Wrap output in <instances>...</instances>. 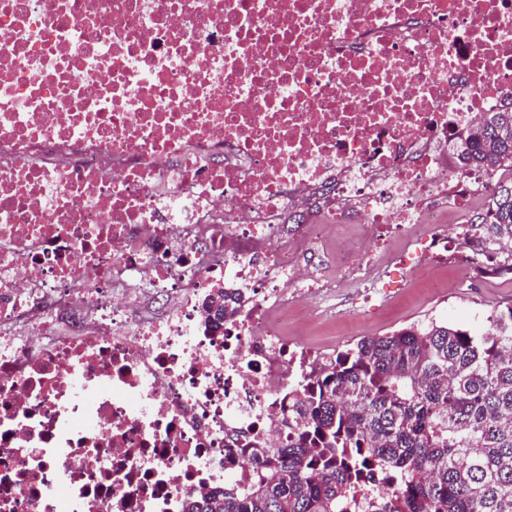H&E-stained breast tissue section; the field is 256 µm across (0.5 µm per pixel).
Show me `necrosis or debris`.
Instances as JSON below:
<instances>
[{"mask_svg": "<svg viewBox=\"0 0 512 512\" xmlns=\"http://www.w3.org/2000/svg\"><path fill=\"white\" fill-rule=\"evenodd\" d=\"M509 98L512 0H0V512L246 487L338 357L292 309L447 266L494 187L449 145ZM241 300V293L234 289H217L203 304L206 319L217 326L223 324L224 319L236 314Z\"/></svg>", "mask_w": 512, "mask_h": 512, "instance_id": "4bbe7bcc", "label": "necrosis or debris"}]
</instances>
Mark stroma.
I'll use <instances>...</instances> for the list:
<instances>
[{
    "label": "stroma",
    "mask_w": 512,
    "mask_h": 512,
    "mask_svg": "<svg viewBox=\"0 0 512 512\" xmlns=\"http://www.w3.org/2000/svg\"><path fill=\"white\" fill-rule=\"evenodd\" d=\"M387 307L365 314L353 327L332 318H320L304 306L297 307L288 330L319 347L350 345L363 336H383L413 324H426L434 308H450L448 323L468 330L488 329L492 313L512 306V280L480 279L461 283L454 267L438 271L422 288L400 287ZM482 311L481 323H473L471 311Z\"/></svg>",
    "instance_id": "stroma-1"
}]
</instances>
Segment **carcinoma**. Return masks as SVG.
Segmentation results:
<instances>
[{
    "label": "carcinoma",
    "mask_w": 512,
    "mask_h": 512,
    "mask_svg": "<svg viewBox=\"0 0 512 512\" xmlns=\"http://www.w3.org/2000/svg\"><path fill=\"white\" fill-rule=\"evenodd\" d=\"M463 133L462 167L499 174L471 230L512 245V101ZM241 293L220 288L203 304L215 324ZM296 437L254 451L249 489L191 496L185 512H348V495L383 487L367 512H512V307L473 333L446 323L363 336L308 384L288 393Z\"/></svg>",
    "instance_id": "1"
}]
</instances>
